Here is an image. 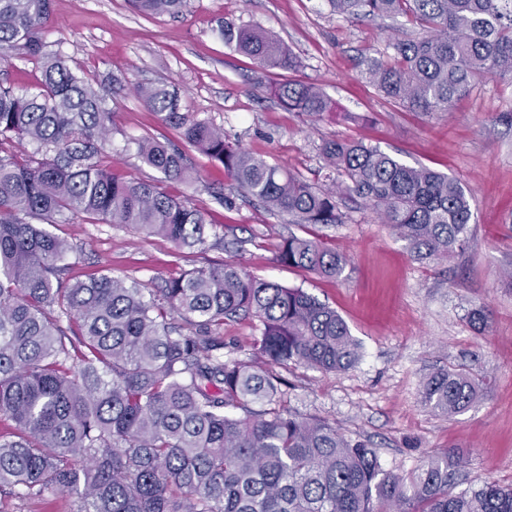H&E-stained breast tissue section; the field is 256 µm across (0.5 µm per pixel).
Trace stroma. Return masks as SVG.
Wrapping results in <instances>:
<instances>
[{"label": "stroma", "mask_w": 512, "mask_h": 512, "mask_svg": "<svg viewBox=\"0 0 512 512\" xmlns=\"http://www.w3.org/2000/svg\"><path fill=\"white\" fill-rule=\"evenodd\" d=\"M258 25L276 35L299 66L266 69L227 47L219 22ZM384 21L342 19L326 0H186L182 13L143 16L127 0H52L50 44L72 67L112 94L114 130L103 163L129 178L152 180L128 138L179 143L177 129L136 96L135 84L179 88L185 111L213 121L229 141L309 180L325 173L321 146L350 139L380 146L412 166L458 180L468 192L469 241L446 259H415L407 241L382 224L360 199L343 200L339 224H291L243 197L219 167L194 150L186 155L196 180L164 183L206 212L217 234L202 252L160 236L143 237L120 224L57 227L81 251L71 279L95 271L158 291L165 281L200 266L240 264L266 280L303 288L335 309L361 346L349 369L277 368L288 383L284 405L306 418L335 423L377 448L385 466L405 473L448 451L466 463L460 488L495 481L512 485V82L485 79L450 110L418 112L384 99L360 75L364 56L383 52ZM290 79L318 85L340 108L321 120L288 111L272 92ZM223 183L227 205L207 187ZM317 237L349 258L342 275L326 279L282 264L288 236ZM484 310L488 322L471 320ZM261 334L254 319L224 324V355L247 359ZM478 379L476 398L452 416L421 399L424 381L443 369Z\"/></svg>", "instance_id": "1"}]
</instances>
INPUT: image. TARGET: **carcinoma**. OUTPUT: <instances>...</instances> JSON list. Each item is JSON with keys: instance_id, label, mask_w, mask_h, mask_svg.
<instances>
[{"instance_id": "obj_1", "label": "carcinoma", "mask_w": 512, "mask_h": 512, "mask_svg": "<svg viewBox=\"0 0 512 512\" xmlns=\"http://www.w3.org/2000/svg\"><path fill=\"white\" fill-rule=\"evenodd\" d=\"M145 15H175L185 0H132ZM339 17L403 18L423 30L389 37L362 73L386 99L421 112L447 111L487 78L512 77V0H328ZM50 0H0V63H37L34 92L0 86V512L65 495L69 512H512V489L487 483L451 490L461 460L435 453L399 475L374 448L324 419L283 405L272 365L322 371L352 367L360 346L344 319L301 288L232 264L194 268L160 295L93 272L64 278L75 252L46 226L123 224L204 251V211L127 180L101 161L112 134L109 94L49 49ZM224 43L262 67L297 60L274 34L226 22ZM141 101L182 140L290 224H340L338 200L363 199L406 240L414 257L448 258L467 243L470 197L454 178L411 166L377 146L329 140L318 185L230 142L224 130L180 109L164 84L135 86ZM275 95L314 118L335 102L312 84L284 82ZM30 151L15 153L13 140ZM129 142L165 180L189 179L178 147ZM279 259L327 278L348 256L291 236ZM255 318L262 333L249 360L224 358V321ZM193 331L184 333V326ZM477 382L444 369L423 402L453 415Z\"/></svg>"}]
</instances>
